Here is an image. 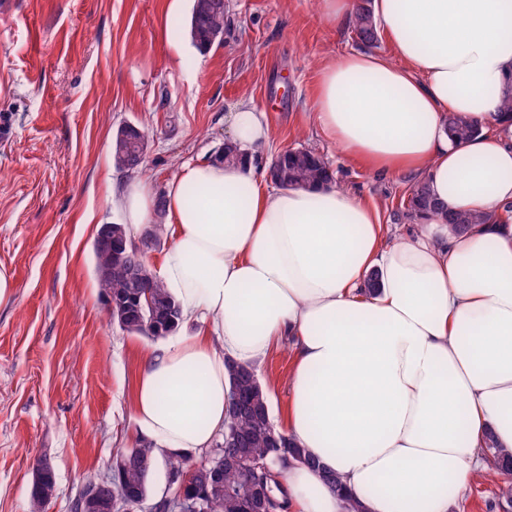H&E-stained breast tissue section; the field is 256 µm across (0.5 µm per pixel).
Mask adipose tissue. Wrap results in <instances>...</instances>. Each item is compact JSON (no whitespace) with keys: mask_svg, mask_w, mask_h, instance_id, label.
Wrapping results in <instances>:
<instances>
[{"mask_svg":"<svg viewBox=\"0 0 512 512\" xmlns=\"http://www.w3.org/2000/svg\"><path fill=\"white\" fill-rule=\"evenodd\" d=\"M372 14L391 57L326 63L313 118L367 170L427 182L438 208L415 232L387 238L353 190L266 182L270 131L250 101L228 116L238 162L183 164L165 189L156 275L197 330L144 355L136 435L159 456L207 451L232 407L228 364L286 348L280 430L320 464L283 471L290 512H450L490 468L486 439L512 454V0H372ZM452 113L480 135L452 143ZM155 201L145 180L123 187L130 237ZM464 210L502 221L449 233Z\"/></svg>","mask_w":512,"mask_h":512,"instance_id":"1","label":"adipose tissue"}]
</instances>
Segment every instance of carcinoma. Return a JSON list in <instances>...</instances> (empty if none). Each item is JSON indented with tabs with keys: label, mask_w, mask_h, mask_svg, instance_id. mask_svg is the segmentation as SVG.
<instances>
[{
	"label": "carcinoma",
	"mask_w": 512,
	"mask_h": 512,
	"mask_svg": "<svg viewBox=\"0 0 512 512\" xmlns=\"http://www.w3.org/2000/svg\"><path fill=\"white\" fill-rule=\"evenodd\" d=\"M227 11L224 0H205L193 3L189 35L200 49L213 45L210 35L224 31ZM353 29L357 40L365 46L378 42L377 27L371 10V0H359ZM480 132L479 126L458 114L448 115V133L457 141H466ZM148 143L138 135L112 143V161L119 170H140ZM270 168L274 183L283 186H306L328 183L333 171L323 156L302 148L287 155L278 154ZM166 201L159 195L155 203L154 220L148 229L153 246H158L164 234ZM437 203L424 181L414 183L402 217L408 221L421 211L435 210ZM448 232L461 235L476 224H495L500 217L494 213L460 211L447 216ZM95 269L112 267L108 278H97L98 286L112 308V320L129 334L163 339L174 334L182 325V316L174 298L157 279L144 261L143 254L131 247L117 256L104 248L93 247ZM234 403L222 439L205 454V458L224 460L218 473L204 461L191 462L187 456H168L169 475L175 485V494L187 499L205 502L209 512H287L288 500L281 496L282 487L271 473H281L290 463L316 466V461L305 449L290 439L278 445L271 440L277 428L271 421L268 396L255 369L228 365ZM490 463L503 473L512 472V454L503 455L493 441L487 442ZM154 469V456L147 444L133 448H119L112 458V484L101 483V478L88 480L85 491H97L100 499L112 497L120 502L140 501L152 512H168L169 500L150 501L149 477ZM56 487V480L47 477L39 485H32L28 512H44Z\"/></svg>",
	"instance_id": "carcinoma-1"
}]
</instances>
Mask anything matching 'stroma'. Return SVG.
I'll return each mask as SVG.
<instances>
[{
  "label": "stroma",
  "mask_w": 512,
  "mask_h": 512,
  "mask_svg": "<svg viewBox=\"0 0 512 512\" xmlns=\"http://www.w3.org/2000/svg\"><path fill=\"white\" fill-rule=\"evenodd\" d=\"M220 43L199 50L193 0H0V266L17 288L0 306V512H27L37 456L56 473L47 512H71L90 477L133 447L131 402L150 338L110 319L96 280L100 225L123 221L112 192L118 127L144 129L140 177L163 192L183 163L213 160L242 97L265 110L260 173L288 147L322 155L337 182L375 205L387 232L412 177H385L337 151L312 118L322 66L357 50L320 0H226ZM512 478L479 474L453 512H512Z\"/></svg>",
  "instance_id": "obj_1"
}]
</instances>
